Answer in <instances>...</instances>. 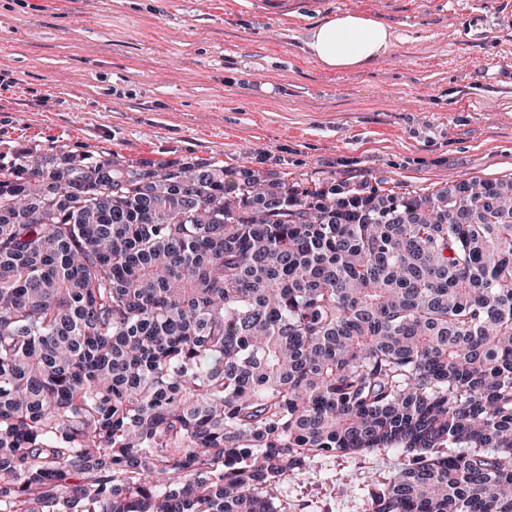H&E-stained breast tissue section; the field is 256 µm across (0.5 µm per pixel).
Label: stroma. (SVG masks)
<instances>
[{
  "label": "stroma",
  "instance_id": "35a3bbf8",
  "mask_svg": "<svg viewBox=\"0 0 512 512\" xmlns=\"http://www.w3.org/2000/svg\"><path fill=\"white\" fill-rule=\"evenodd\" d=\"M378 11L398 38L322 69L313 19ZM303 184L512 176V0H0V162L34 144ZM398 452L314 459L286 512H364Z\"/></svg>",
  "mask_w": 512,
  "mask_h": 512
}]
</instances>
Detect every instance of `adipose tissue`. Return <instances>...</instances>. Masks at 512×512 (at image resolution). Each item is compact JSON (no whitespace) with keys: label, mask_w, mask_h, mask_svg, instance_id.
Listing matches in <instances>:
<instances>
[{"label":"adipose tissue","mask_w":512,"mask_h":512,"mask_svg":"<svg viewBox=\"0 0 512 512\" xmlns=\"http://www.w3.org/2000/svg\"><path fill=\"white\" fill-rule=\"evenodd\" d=\"M395 39L394 30L376 13L344 11L313 23L305 46L322 68L349 71L377 65Z\"/></svg>","instance_id":"obj_1"}]
</instances>
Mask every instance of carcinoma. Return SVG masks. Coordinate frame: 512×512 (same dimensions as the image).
Instances as JSON below:
<instances>
[{"instance_id": "carcinoma-1", "label": "carcinoma", "mask_w": 512, "mask_h": 512, "mask_svg": "<svg viewBox=\"0 0 512 512\" xmlns=\"http://www.w3.org/2000/svg\"><path fill=\"white\" fill-rule=\"evenodd\" d=\"M311 187L35 146L0 163V512H512V177ZM401 462L395 451L318 457L299 478L283 482L280 507L287 512H364L368 491L389 479Z\"/></svg>"}]
</instances>
